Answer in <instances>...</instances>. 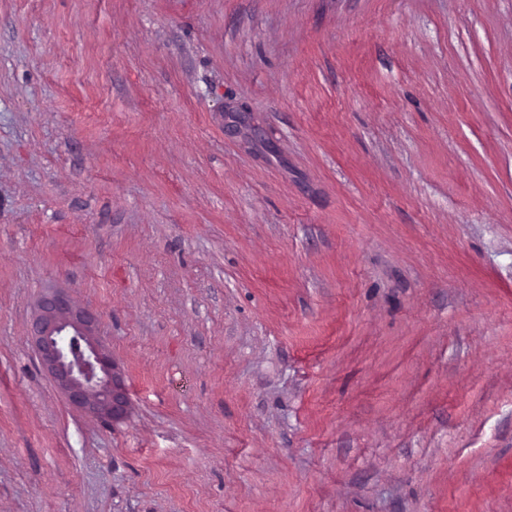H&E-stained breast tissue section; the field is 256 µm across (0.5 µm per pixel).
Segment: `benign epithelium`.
Masks as SVG:
<instances>
[{"mask_svg": "<svg viewBox=\"0 0 512 512\" xmlns=\"http://www.w3.org/2000/svg\"><path fill=\"white\" fill-rule=\"evenodd\" d=\"M98 325L96 312L73 305L64 289L55 288L34 304L31 338L67 403L114 423L127 416L131 402Z\"/></svg>", "mask_w": 512, "mask_h": 512, "instance_id": "benign-epithelium-1", "label": "benign epithelium"}]
</instances>
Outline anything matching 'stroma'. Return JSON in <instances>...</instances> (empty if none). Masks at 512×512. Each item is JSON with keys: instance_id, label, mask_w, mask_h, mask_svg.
<instances>
[{"instance_id": "1", "label": "stroma", "mask_w": 512, "mask_h": 512, "mask_svg": "<svg viewBox=\"0 0 512 512\" xmlns=\"http://www.w3.org/2000/svg\"><path fill=\"white\" fill-rule=\"evenodd\" d=\"M0 512H512V0H0ZM98 325L96 312L73 305L64 289L55 288L34 304L31 338L67 403L114 423L127 416L131 402Z\"/></svg>"}]
</instances>
